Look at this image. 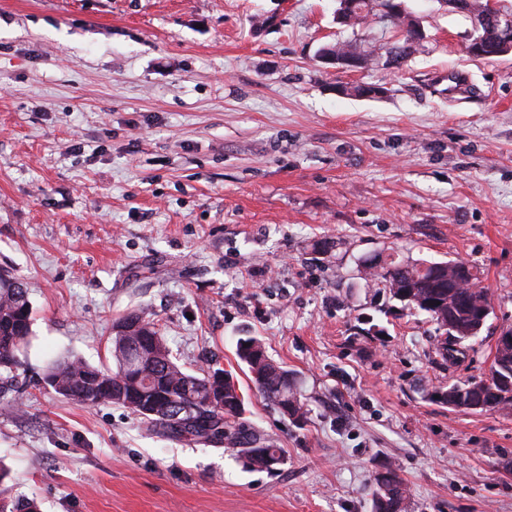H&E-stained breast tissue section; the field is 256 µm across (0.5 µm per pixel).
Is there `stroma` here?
I'll return each mask as SVG.
<instances>
[{
  "label": "stroma",
  "mask_w": 512,
  "mask_h": 512,
  "mask_svg": "<svg viewBox=\"0 0 512 512\" xmlns=\"http://www.w3.org/2000/svg\"><path fill=\"white\" fill-rule=\"evenodd\" d=\"M407 4L429 17L427 51L394 73L317 58L345 34L336 0H0V270L32 303L0 501L371 512L390 464L405 512H512V413L430 398L484 377L512 327V54L473 57L463 14ZM353 85L385 93L340 94ZM389 253L477 269L493 311L460 365L365 280L363 260ZM131 310L190 372L235 377L279 471L40 384L62 356L111 367ZM245 334L293 372L303 423L254 390Z\"/></svg>",
  "instance_id": "35a3bbf8"
}]
</instances>
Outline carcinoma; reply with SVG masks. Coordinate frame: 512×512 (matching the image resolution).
I'll return each instance as SVG.
<instances>
[{"instance_id":"obj_1","label":"carcinoma","mask_w":512,"mask_h":512,"mask_svg":"<svg viewBox=\"0 0 512 512\" xmlns=\"http://www.w3.org/2000/svg\"><path fill=\"white\" fill-rule=\"evenodd\" d=\"M448 10L458 9L453 0H439ZM479 42L468 43V52L481 58L506 56L512 45L500 48L512 24V3L499 0L495 9L489 0H461ZM336 11L345 15V27L361 32L356 37L319 48L318 57L333 55L356 61L362 68L383 67L401 72L414 55L424 51L425 38L412 37L411 29L424 27L425 18L412 11L405 0H336ZM375 285L409 314L425 313L435 325L434 349L442 361L456 365L466 356L464 342L472 339L470 314L491 303L489 289L481 285L473 266L465 274L456 261L401 260L376 255L363 262ZM32 305L20 280L0 273V372L12 374L20 365L19 354L31 335ZM137 324L129 336H112L115 370L94 367L78 357L52 362L43 383L58 395L85 405L111 403L137 416L149 429L169 438L203 446H224V452L250 470L274 472L284 464L283 450L243 420L244 396L233 376L224 373V408L211 402L215 394L212 374H192L179 364L153 323L143 313L131 311L118 322ZM236 356L247 366L251 382L283 416L299 423L306 419L304 402L298 396L293 374L274 362L255 336H241ZM512 370V346L495 347L483 381L499 395L489 399L471 379L457 381L431 392L435 402L468 412L512 411V388L495 383V375ZM197 407L193 415L178 417L180 405ZM404 483L391 467L375 477L371 493L372 512H402Z\"/></svg>"}]
</instances>
